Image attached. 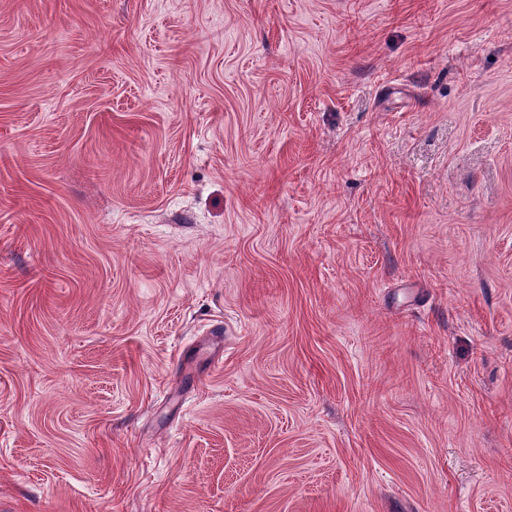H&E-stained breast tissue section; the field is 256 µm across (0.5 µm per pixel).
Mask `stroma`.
Instances as JSON below:
<instances>
[{
	"label": "stroma",
	"mask_w": 512,
	"mask_h": 512,
	"mask_svg": "<svg viewBox=\"0 0 512 512\" xmlns=\"http://www.w3.org/2000/svg\"><path fill=\"white\" fill-rule=\"evenodd\" d=\"M0 512H512V0H0Z\"/></svg>",
	"instance_id": "obj_1"
}]
</instances>
